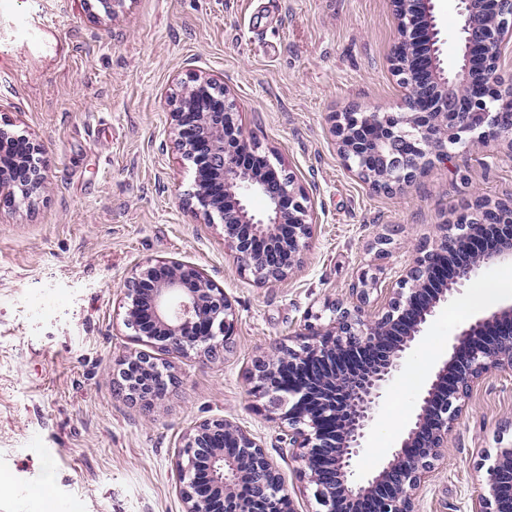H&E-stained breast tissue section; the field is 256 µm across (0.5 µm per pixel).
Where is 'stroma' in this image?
Here are the masks:
<instances>
[{"mask_svg": "<svg viewBox=\"0 0 512 512\" xmlns=\"http://www.w3.org/2000/svg\"><path fill=\"white\" fill-rule=\"evenodd\" d=\"M390 0H0V128L39 144L47 189L0 205V512H185L177 461L206 420L246 429L313 512L287 426L255 397L250 371L271 348L299 347L328 324L362 272L380 306L418 246L478 197L512 199V147L475 142L392 193L338 152L343 112H397L388 58ZM201 75L224 83L244 135L274 150L309 193L315 232L303 264L260 285L240 271L224 227L185 201L194 171L178 151L170 100ZM388 245H378L379 237ZM151 260L193 266L223 288L236 321L223 354H159L174 375L151 406L117 391L119 363L150 352L124 324L125 287ZM482 269L440 307L406 357L364 450L373 470L413 419L419 390L460 324L486 311ZM512 445V373L474 389L417 500L418 512H469L483 451Z\"/></svg>", "mask_w": 512, "mask_h": 512, "instance_id": "obj_1", "label": "stroma"}]
</instances>
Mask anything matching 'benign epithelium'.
Segmentation results:
<instances>
[{"instance_id": "obj_1", "label": "benign epithelium", "mask_w": 512, "mask_h": 512, "mask_svg": "<svg viewBox=\"0 0 512 512\" xmlns=\"http://www.w3.org/2000/svg\"><path fill=\"white\" fill-rule=\"evenodd\" d=\"M391 3L398 41L389 66L404 91V109L346 112L337 122L338 150L348 169L387 193L467 148L477 134L512 146V84L499 74L503 49L512 44V0H457L462 24L452 70L440 58L434 0ZM425 46L433 55L427 79L417 65ZM171 124L183 158L196 167L190 195L196 215L224 225V244L255 281H284L301 266L302 249L314 235L305 189L243 136L235 104L214 77H196L171 100ZM7 135L0 128V197L45 188L39 145L31 142L18 153L7 148ZM243 155L257 163L242 165ZM253 195L265 200L261 214L249 207ZM484 238L496 239V248L478 250ZM506 259L512 260V204L480 197L439 240L417 249L376 314L364 316L365 271L350 305L338 301L328 324L307 325V343L297 349L282 344L255 361L254 391L287 422L288 447L302 449L314 512H345L361 503L365 512H417L418 495L474 387L512 371V304L459 328L448 356L422 386L414 422L368 476L358 472L361 451L383 396L436 308L481 267ZM126 298V326L162 352L213 358L233 336L235 310L224 289L194 267L150 261L129 281ZM130 366L151 373L166 391L174 384L158 358L136 353L118 371V390L128 400H159L131 385ZM204 448L208 494L196 479ZM485 461L470 512H512V446L486 453ZM179 469L187 512H212L217 499L224 512H295L284 474L247 430L225 419L206 420L186 435Z\"/></svg>"}]
</instances>
